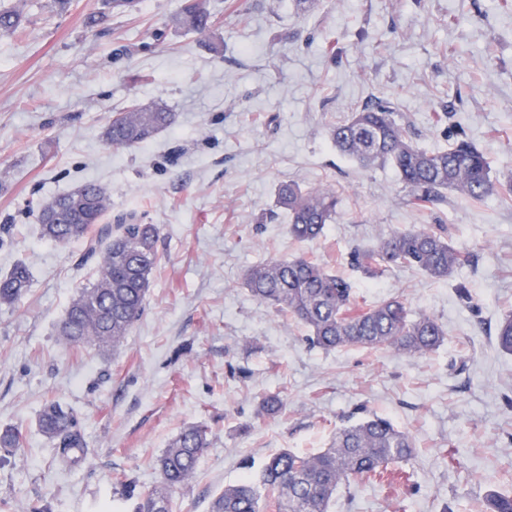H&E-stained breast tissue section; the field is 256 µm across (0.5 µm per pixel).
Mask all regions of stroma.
Here are the masks:
<instances>
[{"instance_id":"stroma-1","label":"stroma","mask_w":512,"mask_h":512,"mask_svg":"<svg viewBox=\"0 0 512 512\" xmlns=\"http://www.w3.org/2000/svg\"><path fill=\"white\" fill-rule=\"evenodd\" d=\"M22 33L0 34V273L26 263L31 285L0 305V426L22 433L0 448V512H134L156 482L155 461L185 427L208 429L173 512L257 474L280 450L314 454L358 412L389 418L414 439L404 472L341 486L330 512H479L489 491L512 495V355L494 328L512 310V204H473L453 191L429 211L395 170L340 154L332 125L366 101H387L415 145L457 139L485 155L492 179L512 178V4L502 0H210L211 31L173 26L178 0L90 28L102 0H22ZM161 103L176 124L115 149L112 111ZM447 108L445 124L433 113ZM284 181L333 189L335 221L312 242L288 234ZM95 182L113 213L160 227V262L146 309L120 345L66 343L57 325L94 280L81 243L43 239L39 208ZM443 225L464 260L445 281L394 267L368 278L357 247L394 229ZM306 257L354 281L375 304L401 297L447 336L433 353L310 345L297 320L251 297L243 275L272 259ZM465 284L469 302L454 287ZM281 395L282 408L263 409ZM72 408L89 453L68 468L41 434L46 400Z\"/></svg>"}]
</instances>
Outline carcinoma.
I'll use <instances>...</instances> for the list:
<instances>
[{"label":"carcinoma","instance_id":"1","mask_svg":"<svg viewBox=\"0 0 512 512\" xmlns=\"http://www.w3.org/2000/svg\"><path fill=\"white\" fill-rule=\"evenodd\" d=\"M142 0H104V10L87 16L95 26L110 14H132ZM186 31L204 33L213 25L207 0H179L173 17ZM22 14L0 9V33L15 34ZM176 114L153 104L112 113L104 127L106 143L116 149L134 148L174 125ZM336 149L366 167L391 165L414 204L428 210L444 190L480 202L496 192L484 154L460 140L446 150L416 147L390 106L372 99L351 119L332 129ZM277 202L288 216V233L300 241L319 238L336 216V193L319 187L307 192L292 182L279 185ZM110 207L105 191L95 183L52 197L39 213L42 234L61 245L80 241L82 260L97 270L95 282L81 289L58 325L74 345L106 348L117 345L142 316L151 276L159 262L157 224H144L135 212L102 223ZM350 264L370 276L393 266L417 268L434 280H446L461 262V253L440 230L417 227L389 232L376 247L356 248ZM31 272L16 264L0 275V305H13L29 288ZM250 295L288 313L310 331L311 345L324 350L359 347L388 348L407 357L422 356L441 345L446 332L435 316L413 311L393 297L367 306L359 303L353 282L327 272L319 263L299 257L271 260L248 269ZM498 348L512 354V311L496 330ZM38 428L56 448L63 463L87 448L76 415L56 401L38 415ZM21 433L0 428V447H20ZM209 445L208 430L191 426L172 439L157 459L158 484L140 497L135 512H170L173 489L188 483ZM415 454L411 436L390 420L364 415L336 430L330 446L316 454L281 450L266 459L257 479L245 478L224 488L210 512H329L337 489L354 479H377L391 465L408 463ZM486 512H512V495L491 494Z\"/></svg>","mask_w":512,"mask_h":512}]
</instances>
